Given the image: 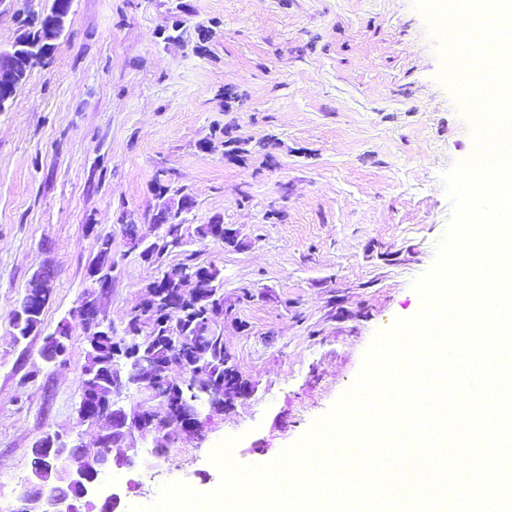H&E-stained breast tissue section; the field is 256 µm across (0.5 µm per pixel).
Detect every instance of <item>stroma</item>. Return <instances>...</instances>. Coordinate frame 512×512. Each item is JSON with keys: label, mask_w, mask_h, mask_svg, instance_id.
Segmentation results:
<instances>
[{"label": "stroma", "mask_w": 512, "mask_h": 512, "mask_svg": "<svg viewBox=\"0 0 512 512\" xmlns=\"http://www.w3.org/2000/svg\"><path fill=\"white\" fill-rule=\"evenodd\" d=\"M51 4L14 0L0 48ZM177 21L183 39L168 42ZM442 52L414 0H73L0 112V512L45 433L95 443L76 412V310L100 235L114 263L103 310L119 331L165 271L189 258L222 269L224 344L254 387L195 438L172 432L164 458L136 438L117 485L126 507L143 512L175 482L213 492L223 440L235 438L236 465L263 466L326 416L377 333L419 311L414 283L451 216L442 176L474 147ZM221 128L242 152L213 142ZM162 172L195 200L186 225H232L238 246L192 237L159 265L128 251L123 216L159 233L148 214ZM43 265L55 280L42 332L18 345L10 313ZM65 321L68 352L44 364V337Z\"/></svg>", "instance_id": "stroma-1"}]
</instances>
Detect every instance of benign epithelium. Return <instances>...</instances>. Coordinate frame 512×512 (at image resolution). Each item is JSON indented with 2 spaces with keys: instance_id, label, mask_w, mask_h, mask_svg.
<instances>
[{
  "instance_id": "obj_1",
  "label": "benign epithelium",
  "mask_w": 512,
  "mask_h": 512,
  "mask_svg": "<svg viewBox=\"0 0 512 512\" xmlns=\"http://www.w3.org/2000/svg\"><path fill=\"white\" fill-rule=\"evenodd\" d=\"M72 0H53L48 22L39 33L28 39L18 37L7 50L0 49V112L13 100L17 89L28 79L32 69L54 48L65 31ZM177 210L172 203H165L151 212L149 219L162 233L151 242L139 234L138 229H129L136 223L134 218L122 225L123 238L132 252H143V246L171 244L172 227L170 215ZM55 278L49 266L40 267L32 276L23 297L11 312V321L23 316H33L43 311L46 298L51 293ZM177 297L187 299L202 293L204 279L193 271L179 270L172 278ZM112 279L101 275L94 285L84 292L77 309V318L88 337H96L108 330L102 300L111 288ZM111 363V388L105 397L91 386L81 385L77 413L83 422L102 425L97 444L88 448L80 441L67 443L56 434H47L34 448L45 459L63 460L64 467L56 471V482L41 477L39 470H32V478L20 497V506L13 512H76V498L62 493L60 483L79 488V497L94 489L102 500L101 512H118L121 497L112 489L102 485L101 478L134 465L133 457L124 452L112 453V449L123 447L134 433L154 436L155 454L162 457L159 441L168 431L177 426L187 436L196 435L202 428V417L224 411V403L253 392L251 383L237 374L227 375L224 384H210L187 395L179 387L167 384V371L177 365L188 370L192 359L184 358L179 349L160 354L157 347L144 346L143 338L116 336ZM143 396L132 410H127L123 395L129 390ZM162 402L166 410L159 413L147 406L150 401Z\"/></svg>"
}]
</instances>
